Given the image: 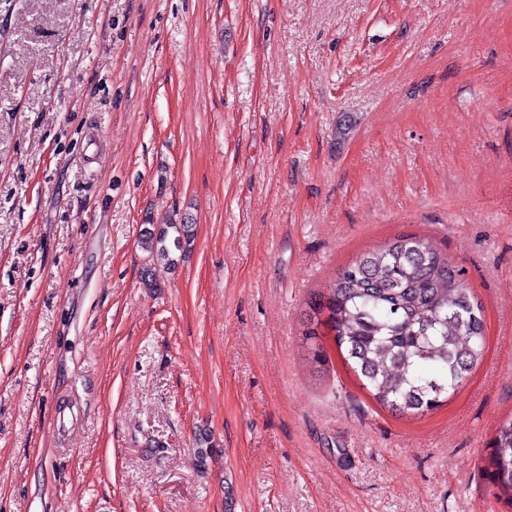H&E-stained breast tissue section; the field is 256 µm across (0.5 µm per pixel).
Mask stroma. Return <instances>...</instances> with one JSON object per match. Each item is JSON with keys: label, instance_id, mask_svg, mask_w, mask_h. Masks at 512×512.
Returning <instances> with one entry per match:
<instances>
[{"label": "stroma", "instance_id": "35a3bbf8", "mask_svg": "<svg viewBox=\"0 0 512 512\" xmlns=\"http://www.w3.org/2000/svg\"><path fill=\"white\" fill-rule=\"evenodd\" d=\"M400 234L485 319L416 417L302 336ZM511 416L512 0H0V512H506ZM140 235L139 244L148 253L149 260L163 263L168 268L175 269L178 261L192 250L195 230L194 224L184 217L179 221L170 218L164 224L148 222ZM179 253V255H176ZM485 467L488 477L512 507V418L499 424Z\"/></svg>", "mask_w": 512, "mask_h": 512}]
</instances>
